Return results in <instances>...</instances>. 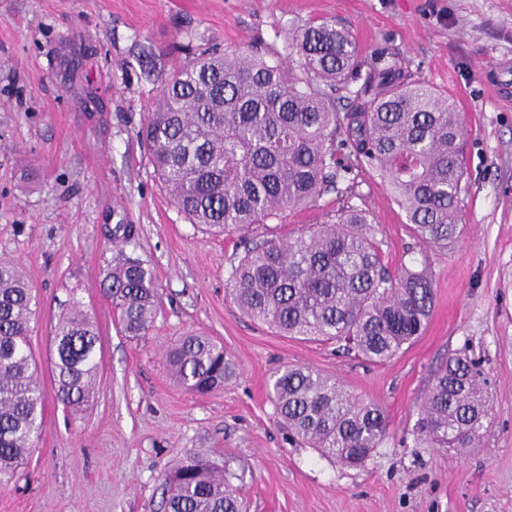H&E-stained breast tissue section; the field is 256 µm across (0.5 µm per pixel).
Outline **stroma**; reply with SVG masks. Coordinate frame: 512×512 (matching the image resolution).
Wrapping results in <instances>:
<instances>
[{"mask_svg": "<svg viewBox=\"0 0 512 512\" xmlns=\"http://www.w3.org/2000/svg\"><path fill=\"white\" fill-rule=\"evenodd\" d=\"M325 19L360 56L384 51L467 121L465 230L448 250L412 238L380 177L358 178L386 261L426 263L435 289L423 335L381 365L242 313L226 286L240 235L189 224L137 135L188 54L284 57L290 30ZM500 59L512 60V0H0V260L22 267L36 299L30 337L46 400L0 512H163V477L188 451L242 475L250 512H512V96L480 73ZM117 224L136 225L135 253L155 274L158 312L137 340L103 295ZM75 301L100 332L95 398L79 413L55 402L51 373L54 327ZM190 331L234 360L222 391L190 393L169 372L168 349ZM461 349L493 388L483 446L458 455L416 444L410 429L434 372ZM282 365L383 406L388 435L364 467L292 442L269 395Z\"/></svg>", "mask_w": 512, "mask_h": 512, "instance_id": "obj_1", "label": "stroma"}]
</instances>
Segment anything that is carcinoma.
I'll return each mask as SVG.
<instances>
[{
  "label": "carcinoma",
  "mask_w": 512,
  "mask_h": 512,
  "mask_svg": "<svg viewBox=\"0 0 512 512\" xmlns=\"http://www.w3.org/2000/svg\"><path fill=\"white\" fill-rule=\"evenodd\" d=\"M288 49L294 67L248 50L202 51L165 79L141 137L172 205L192 224L248 230L330 193L353 196L357 177L372 170L419 244H454L466 192L465 127L454 101L408 81L382 52L350 91L358 47L328 20L289 31ZM340 90L349 93L343 109ZM137 235L134 224L113 227L105 276L121 332L133 338L148 333L158 304L152 268L126 252ZM382 245L367 210L342 206L322 224L246 248L227 285L248 317L279 333L383 363L423 333L434 288L425 265L390 270ZM21 278L16 264L0 261L1 487L24 475L45 405L29 341L34 295ZM98 342L97 322L77 303L54 329V397L68 409L89 402ZM167 362L193 393L220 390L235 374L224 346L198 334L181 337ZM490 386L480 360L448 355L413 426L415 441L462 453L479 447ZM272 391L278 422L324 458L362 467L387 436L382 406L310 367L278 370ZM231 478L205 457L184 454L164 478L165 512H246Z\"/></svg>",
  "instance_id": "1"
}]
</instances>
